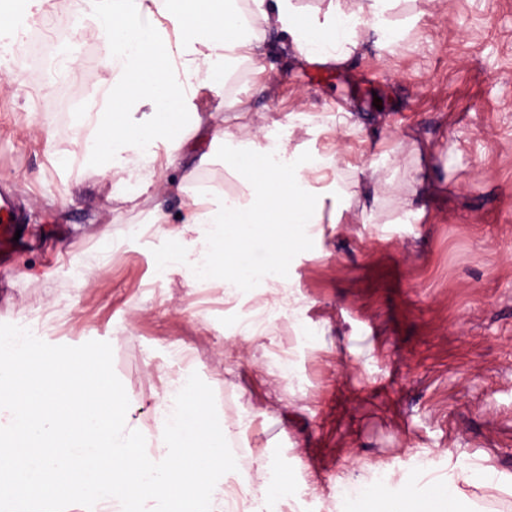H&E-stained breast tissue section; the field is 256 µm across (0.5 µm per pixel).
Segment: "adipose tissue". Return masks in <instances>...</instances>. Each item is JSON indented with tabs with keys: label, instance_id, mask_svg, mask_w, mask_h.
Returning <instances> with one entry per match:
<instances>
[{
	"label": "adipose tissue",
	"instance_id": "obj_1",
	"mask_svg": "<svg viewBox=\"0 0 512 512\" xmlns=\"http://www.w3.org/2000/svg\"><path fill=\"white\" fill-rule=\"evenodd\" d=\"M398 0H330L323 14L305 15L292 0H249L247 13L229 6L227 0H106L105 14L112 23L104 36L103 50L111 76L103 81L104 97L113 111L125 112L141 102L158 112L150 134L165 131L170 121L167 112L178 104L180 84L166 77V45L150 26L154 13L167 14L186 22L185 51L182 66L199 89L212 88L221 78L218 60L242 50L260 54L265 30L276 28L288 36V50L299 60L340 63L347 60L362 43L366 32L355 26L356 18L384 19ZM262 129H255L244 151L225 153L230 167L246 192L245 199L229 204L211 203L207 194H199L182 231L175 235L174 257L169 270L183 273L195 283L223 277L230 295L242 288H263L279 279V264H268L269 254L278 245L274 225L290 222L293 212L306 210V223L323 221L338 224L343 210L324 216L322 203L314 190L329 173L338 172L337 160L313 166L309 158L291 151L288 142L278 146L279 163H271L262 140ZM79 151L101 155L99 173L111 181L113 167H120L127 180L137 185L130 203L154 187L150 157L134 153L112 162L106 158L101 142L80 140ZM480 478L486 490L503 491L506 483L494 470L458 471L454 489L434 484L423 503L383 497L378 492L364 501V512H429V501L447 503V512H477L479 505L464 492L473 478Z\"/></svg>",
	"mask_w": 512,
	"mask_h": 512
}]
</instances>
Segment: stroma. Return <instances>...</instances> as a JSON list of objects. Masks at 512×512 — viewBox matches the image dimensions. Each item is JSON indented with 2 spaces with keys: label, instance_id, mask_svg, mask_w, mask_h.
Wrapping results in <instances>:
<instances>
[{
  "label": "stroma",
  "instance_id": "35a3bbf8",
  "mask_svg": "<svg viewBox=\"0 0 512 512\" xmlns=\"http://www.w3.org/2000/svg\"><path fill=\"white\" fill-rule=\"evenodd\" d=\"M13 12L56 15V49L80 67L48 82L31 64L27 79L0 82V181L28 212L21 229L0 225V248L17 235L25 243L0 290V323L47 309L54 323L39 339L109 342L130 417L147 428L168 379L198 373L227 442L249 451L244 468L270 465L310 512L335 502L341 485L368 488L377 464L392 474L386 492L403 499L422 494L428 474L463 467L512 479V0H400L387 16L397 40L369 32L337 68L281 54L271 30L263 59L239 58L198 94L204 113L246 102L238 140L257 113L305 154L338 150L345 177L375 169L377 191L346 205L390 217L329 227L291 248L282 274L300 317L251 339L234 329L253 289L228 304L164 269L200 181L219 202L243 191L221 145L194 143L193 114H179L180 147L160 137L137 149L160 162L174 153L175 166L156 169L163 182L208 154L196 180L159 190L150 205L114 197L98 159L74 145L95 133L76 106L100 96L106 74L100 0H15ZM261 66L263 93L254 88ZM339 112L361 130L336 127ZM408 196L410 214L400 209ZM156 207L168 219L160 227L150 223ZM129 224L141 232L126 234ZM283 347L293 351L291 389L279 380ZM421 454L433 458L430 473L415 467Z\"/></svg>",
  "mask_w": 512,
  "mask_h": 512
}]
</instances>
